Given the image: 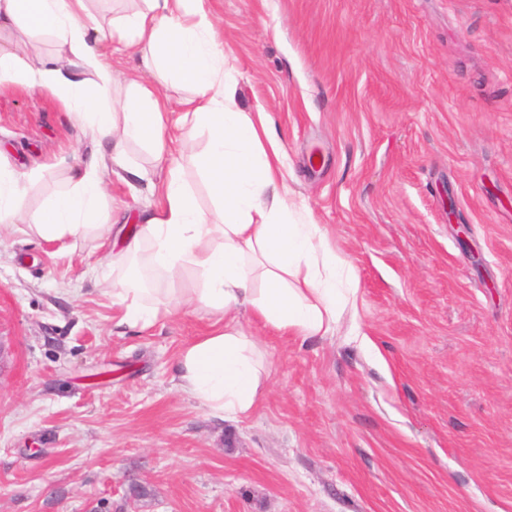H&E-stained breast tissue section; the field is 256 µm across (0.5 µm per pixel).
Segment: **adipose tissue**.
Masks as SVG:
<instances>
[{"instance_id": "ef3b65f1", "label": "adipose tissue", "mask_w": 512, "mask_h": 512, "mask_svg": "<svg viewBox=\"0 0 512 512\" xmlns=\"http://www.w3.org/2000/svg\"><path fill=\"white\" fill-rule=\"evenodd\" d=\"M146 2V11L124 17L113 34L146 70L165 72L192 89V116L208 132L198 163L218 203V222H210L195 205L174 169L161 207L136 233L100 224L107 162H121L132 141L147 143L154 156H162L169 100L132 81L120 112H113L108 103L113 72L89 43L99 23L86 0H0V32L21 28L51 35L74 58L73 68L65 69L50 58L24 56L21 46L0 45V90L48 88L92 130L99 146L97 155L76 165L66 187L29 221L49 240L101 231L121 245L125 256L148 250L149 264L173 278L188 266L199 271L201 287L183 290L175 302L207 307L214 324L180 350L177 386L212 413L244 420L257 409L266 375L238 313L250 310L252 318L280 336L328 335L343 308L357 298L349 286L354 274L318 225L298 223L279 187L277 157L262 144L273 135L271 124L255 126L232 108L236 89L223 77L222 43L203 0ZM89 71L97 77L95 84L85 79ZM35 178V173L0 165L1 225H15L19 202ZM113 298L123 310L120 324L132 327H147L168 315L172 302L162 296L145 304L137 288L118 289Z\"/></svg>"}]
</instances>
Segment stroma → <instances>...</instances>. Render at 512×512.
Returning <instances> with one entry per match:
<instances>
[{"instance_id": "stroma-1", "label": "stroma", "mask_w": 512, "mask_h": 512, "mask_svg": "<svg viewBox=\"0 0 512 512\" xmlns=\"http://www.w3.org/2000/svg\"><path fill=\"white\" fill-rule=\"evenodd\" d=\"M87 6L113 70L171 101L164 160L129 143L147 177L116 170L103 213L150 215L174 160L215 212L191 90L112 40L145 0ZM205 7L235 110L272 117L297 216L352 265L357 307L307 340L240 314L270 376L252 417L223 419L174 380L205 308L118 326L108 245L1 232L0 512H512V0ZM0 147L42 173L32 214L95 142L49 89L17 87L0 91Z\"/></svg>"}]
</instances>
